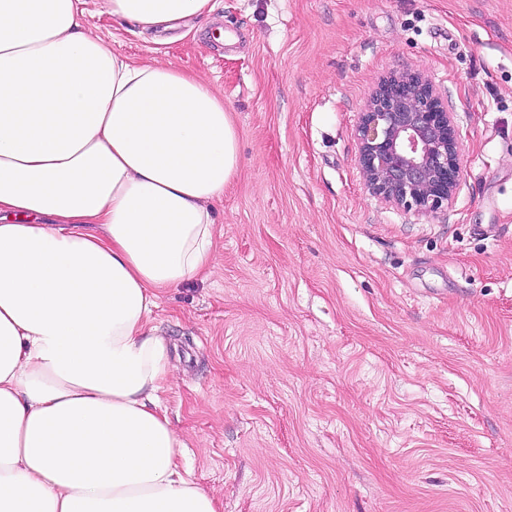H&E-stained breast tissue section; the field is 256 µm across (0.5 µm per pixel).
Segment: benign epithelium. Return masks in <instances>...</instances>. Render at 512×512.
Here are the masks:
<instances>
[{
    "mask_svg": "<svg viewBox=\"0 0 512 512\" xmlns=\"http://www.w3.org/2000/svg\"><path fill=\"white\" fill-rule=\"evenodd\" d=\"M356 133L354 163L373 196L421 214L452 204L462 175L459 131L426 78L408 73L383 78Z\"/></svg>",
    "mask_w": 512,
    "mask_h": 512,
    "instance_id": "7a95c632",
    "label": "benign epithelium"
}]
</instances>
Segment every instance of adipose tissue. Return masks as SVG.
Returning <instances> with one entry per match:
<instances>
[{
  "mask_svg": "<svg viewBox=\"0 0 512 512\" xmlns=\"http://www.w3.org/2000/svg\"><path fill=\"white\" fill-rule=\"evenodd\" d=\"M82 0H0V512H219L182 474L147 334L164 289L216 274L240 168L224 97L85 31ZM156 33L211 0H102Z\"/></svg>",
  "mask_w": 512,
  "mask_h": 512,
  "instance_id": "ef3b65f1",
  "label": "adipose tissue"
}]
</instances>
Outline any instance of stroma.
<instances>
[{
	"label": "stroma",
	"mask_w": 512,
	"mask_h": 512,
	"mask_svg": "<svg viewBox=\"0 0 512 512\" xmlns=\"http://www.w3.org/2000/svg\"><path fill=\"white\" fill-rule=\"evenodd\" d=\"M86 26L224 96L219 276L162 292L177 460L221 512H512V0H212L159 38ZM425 76L463 172L436 215L368 192L359 116Z\"/></svg>",
	"instance_id": "obj_1"
}]
</instances>
